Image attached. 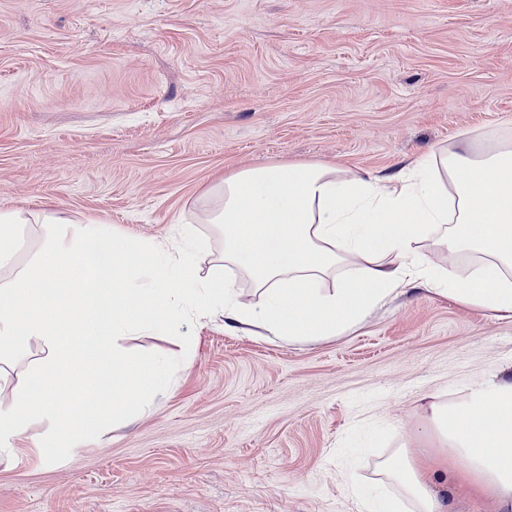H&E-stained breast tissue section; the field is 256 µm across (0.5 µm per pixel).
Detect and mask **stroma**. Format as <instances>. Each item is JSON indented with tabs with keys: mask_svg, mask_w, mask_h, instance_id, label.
Listing matches in <instances>:
<instances>
[{
	"mask_svg": "<svg viewBox=\"0 0 512 512\" xmlns=\"http://www.w3.org/2000/svg\"><path fill=\"white\" fill-rule=\"evenodd\" d=\"M512 129V0H0V210L53 205L174 239L225 172L334 160L382 175ZM130 355H183L101 441L0 462V512H362L420 423L512 375V318L409 288L331 338L182 315Z\"/></svg>",
	"mask_w": 512,
	"mask_h": 512,
	"instance_id": "35a3bbf8",
	"label": "stroma"
}]
</instances>
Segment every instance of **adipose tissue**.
<instances>
[{
    "mask_svg": "<svg viewBox=\"0 0 512 512\" xmlns=\"http://www.w3.org/2000/svg\"><path fill=\"white\" fill-rule=\"evenodd\" d=\"M178 236L133 241L52 208L0 211L1 449L37 421L57 458L161 391L166 364L129 358L121 341L169 332L184 302L288 339L341 335L406 287L511 317L512 135L475 132L383 176L323 161L236 169ZM427 249L468 260L469 275L425 260ZM239 278L256 302L239 301ZM420 432L451 451L454 470L433 479L410 448L390 449L365 484L347 483L365 512H446L435 484L457 474L512 512L511 378L430 403Z\"/></svg>",
    "mask_w": 512,
    "mask_h": 512,
    "instance_id": "ef3b65f1",
    "label": "adipose tissue"
}]
</instances>
